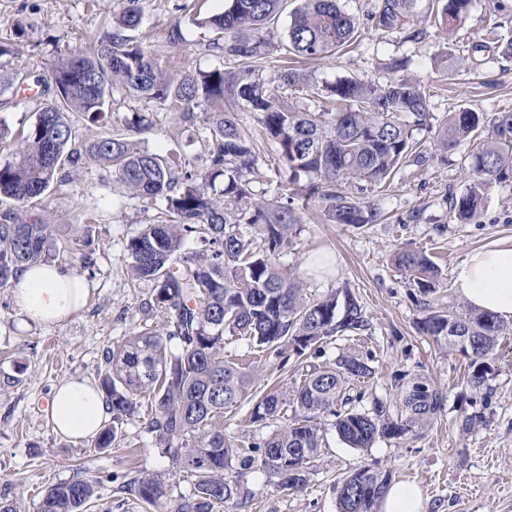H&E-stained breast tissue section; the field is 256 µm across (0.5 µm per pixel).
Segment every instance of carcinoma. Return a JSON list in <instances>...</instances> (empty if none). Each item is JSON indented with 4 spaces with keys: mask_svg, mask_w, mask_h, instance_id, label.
I'll list each match as a JSON object with an SVG mask.
<instances>
[{
    "mask_svg": "<svg viewBox=\"0 0 512 512\" xmlns=\"http://www.w3.org/2000/svg\"><path fill=\"white\" fill-rule=\"evenodd\" d=\"M287 2L224 0L221 12L195 18L210 33L203 49L218 65L176 79L149 47L126 35L139 26L142 11L140 0H122L114 27L95 51L59 59L54 99L19 132L12 159L0 164V199L16 204L42 197L83 160L111 168L129 199L163 203L150 224L129 238L123 261L133 278L151 285L144 309L158 311L164 328L140 330L105 355L101 387L112 422L95 441L100 449L112 447L140 397L153 395L147 430L154 445L194 477L192 495L177 505L164 501L157 476L122 486L154 512H213L219 504L245 501L252 491L241 478L250 470L280 488L302 489L328 417L345 444L368 448L379 437L417 435L441 409L437 394L412 383L401 390L396 412L378 401L373 414L360 413L352 408L350 389L371 377L370 359L342 353L329 364L309 362L324 355V343L335 336L368 331L369 321L353 295L308 299L300 278L280 267L299 210L317 201L334 224L378 223L380 208L363 201L362 193L407 164L429 161L415 134L432 128L433 116L421 85L402 74V58L391 63L400 76L380 86L354 77L319 85L286 65L264 78L271 63L264 29ZM418 2L378 0L369 20L406 41H420L426 31ZM472 2L437 0L431 7L435 25L452 31ZM357 32L339 0H300L288 20V51L327 58L353 43ZM440 64L458 71L468 57L453 44ZM116 92L188 120L197 109L208 112L204 155L180 165L141 146L135 136L150 125L138 112L110 133L77 138L81 120L102 118ZM243 112L252 113L277 144L278 166L295 192L286 193L280 183L255 190L261 159L251 128L240 119ZM436 139L443 153L472 146L463 160L469 184L448 198L457 219L467 223L490 186L512 183V111L489 117L460 107L448 113ZM189 242L199 248H188ZM60 255L70 256L72 249L47 219L28 222L13 209L0 212V288L12 287L21 267ZM394 262L413 276L422 295L433 292L439 269L430 257L403 250ZM422 306L421 331L468 357V382L483 388L499 339L512 335V324L469 307L446 309L427 299ZM226 335L245 338L265 357H280L283 368L293 354L307 370L289 392L264 389L259 366L243 367L224 354ZM247 400L253 402L250 423L264 426L290 412L291 422L258 441L226 433L224 413ZM390 484L387 472L354 470L340 483L338 512H378ZM96 488L90 478L59 482L45 491L38 512H86Z\"/></svg>",
    "mask_w": 512,
    "mask_h": 512,
    "instance_id": "carcinoma-1",
    "label": "carcinoma"
}]
</instances>
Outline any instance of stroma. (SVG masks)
<instances>
[{
	"instance_id": "obj_1",
	"label": "stroma",
	"mask_w": 512,
	"mask_h": 512,
	"mask_svg": "<svg viewBox=\"0 0 512 512\" xmlns=\"http://www.w3.org/2000/svg\"><path fill=\"white\" fill-rule=\"evenodd\" d=\"M375 2L340 0L358 21L355 43L323 60L297 59V66L320 83L351 76L380 86L393 77L390 59L407 56V74L422 85L436 122L459 107L489 115L512 111V57L477 48L493 25L512 31V0H475L451 36L431 25L417 44L372 26L367 15ZM141 7L142 22L131 35L170 73L215 65L202 48L206 33L194 20L221 12L224 0H142ZM120 9L121 0H0V74L21 72L24 85L37 90L31 98L16 87L0 93V127L9 132L0 140V164L11 159L16 133L31 126L51 100L55 61L77 49L91 50ZM175 26L183 41L174 48L165 36ZM452 41L472 44L468 70L438 69L436 62ZM152 118L154 128L143 135V146L173 160L203 153L205 112L191 123L160 109ZM467 151L462 145L449 152L447 162L402 168L390 184L368 190L365 199L381 206L384 223L330 224L318 208L303 211L295 243L280 258L301 276L308 297L347 289L366 311L367 332L336 337L326 348L330 360L341 352L371 359L373 374L358 384L355 410L372 412L378 401L393 404L402 386L419 382L442 400L436 421L416 436L380 438L368 448L349 447L326 427L303 489H280L262 472H250L245 480L252 499L218 505L214 512H337L338 481L363 466L391 473L393 483L418 486L425 512H512V337L502 341L486 387L472 389L467 359L422 333V296L412 277L393 263L401 250L430 256L441 275L429 299L451 308L464 303L454 286L457 266L474 251L512 239V185L488 189L477 221L460 223L450 210L449 194L463 192L468 183L462 168ZM44 212L72 241L76 253L69 265L91 292L70 319L27 327L12 289H0V502L14 505L16 512H37L48 487L80 475L97 482L88 512H153L121 489L131 478L153 474L164 481L166 501L179 503L191 493L193 480L155 447L146 429L149 399L124 421L120 442L106 450L91 438L57 434L45 414L60 381L100 384L105 351L143 326L160 324V316L143 310L150 284L131 280L123 262L129 238L151 222L157 208L130 200L111 169L89 163L19 214L27 220ZM475 414L479 422L464 428L466 417Z\"/></svg>"
}]
</instances>
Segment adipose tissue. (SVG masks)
I'll return each mask as SVG.
<instances>
[{
    "mask_svg": "<svg viewBox=\"0 0 512 512\" xmlns=\"http://www.w3.org/2000/svg\"><path fill=\"white\" fill-rule=\"evenodd\" d=\"M459 294L473 308L512 321V243L471 253L455 270ZM90 290L71 269L58 264L18 272L13 295L27 325L66 320L84 305ZM54 430L71 439L94 437L106 414L105 396L82 379L61 381L45 408Z\"/></svg>",
    "mask_w": 512,
    "mask_h": 512,
    "instance_id": "ef3b65f1",
    "label": "adipose tissue"
}]
</instances>
